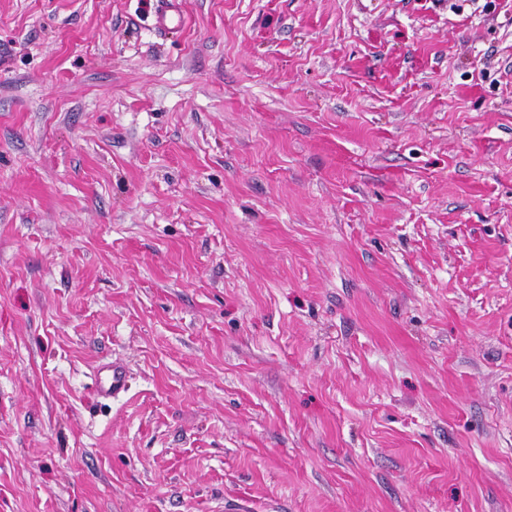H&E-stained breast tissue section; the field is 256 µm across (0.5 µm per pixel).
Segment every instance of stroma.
Masks as SVG:
<instances>
[{
	"label": "stroma",
	"mask_w": 512,
	"mask_h": 512,
	"mask_svg": "<svg viewBox=\"0 0 512 512\" xmlns=\"http://www.w3.org/2000/svg\"><path fill=\"white\" fill-rule=\"evenodd\" d=\"M156 3L0 0V512H512V0ZM159 8L156 12V28L160 33L178 28L182 22L180 2L175 0H158ZM127 375L124 367L117 363H112L105 368L103 377L100 381V391L104 395L115 397L126 391Z\"/></svg>",
	"instance_id": "stroma-1"
}]
</instances>
